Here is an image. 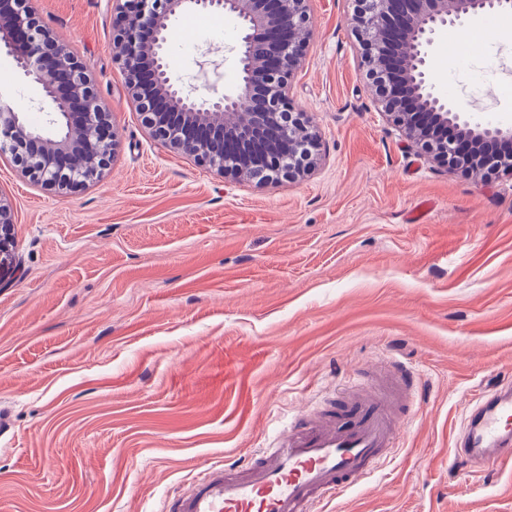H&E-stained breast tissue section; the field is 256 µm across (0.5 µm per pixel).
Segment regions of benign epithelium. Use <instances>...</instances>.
Instances as JSON below:
<instances>
[{
	"label": "benign epithelium",
	"mask_w": 512,
	"mask_h": 512,
	"mask_svg": "<svg viewBox=\"0 0 512 512\" xmlns=\"http://www.w3.org/2000/svg\"><path fill=\"white\" fill-rule=\"evenodd\" d=\"M112 0L115 60L149 133L197 162L242 178L294 179L308 171L319 132L294 109L290 82L304 57L308 0ZM348 25L362 48L361 61L377 87L376 106L406 139L450 170L479 175L465 145L452 137L426 139L416 117L427 114L471 143L512 133L483 126L448 107L433 93L429 65L436 29L465 16L512 10V0H358ZM222 11L242 24L241 84L205 99L168 72L165 47L171 18L187 11ZM39 83L51 103L52 133L30 126L0 105V154L10 153L25 176L45 187L71 191L107 166L115 147L112 113L100 97L89 65L75 56L36 15L31 0H0V51Z\"/></svg>",
	"instance_id": "1"
}]
</instances>
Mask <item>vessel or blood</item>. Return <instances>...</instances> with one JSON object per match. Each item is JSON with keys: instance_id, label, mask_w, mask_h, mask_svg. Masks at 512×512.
I'll use <instances>...</instances> for the list:
<instances>
[{"instance_id": "b4317fda", "label": "vessel or blood", "mask_w": 512, "mask_h": 512, "mask_svg": "<svg viewBox=\"0 0 512 512\" xmlns=\"http://www.w3.org/2000/svg\"><path fill=\"white\" fill-rule=\"evenodd\" d=\"M385 370L400 397L384 390L348 392L327 410L297 411L274 446L255 449L238 463L210 466L166 500L164 512H313L320 500L363 483L400 448L404 420L423 392L404 362L390 360ZM453 460L476 471L512 464V383L472 398Z\"/></svg>"}]
</instances>
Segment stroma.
Listing matches in <instances>:
<instances>
[{
	"instance_id": "stroma-1",
	"label": "stroma",
	"mask_w": 512,
	"mask_h": 512,
	"mask_svg": "<svg viewBox=\"0 0 512 512\" xmlns=\"http://www.w3.org/2000/svg\"><path fill=\"white\" fill-rule=\"evenodd\" d=\"M90 66L117 146L101 176L57 192L0 155V512H162L205 468L270 446L301 406L412 364L425 397L402 446L314 512H512V469L449 461L478 390L512 371V177L432 162L373 103L347 20L309 0L289 96L320 132L311 172L264 182L153 138L115 61L110 0H33ZM439 95L512 125V32L447 57ZM240 25L172 24L173 78L236 90ZM0 99L47 127L40 84L0 54Z\"/></svg>"
}]
</instances>
